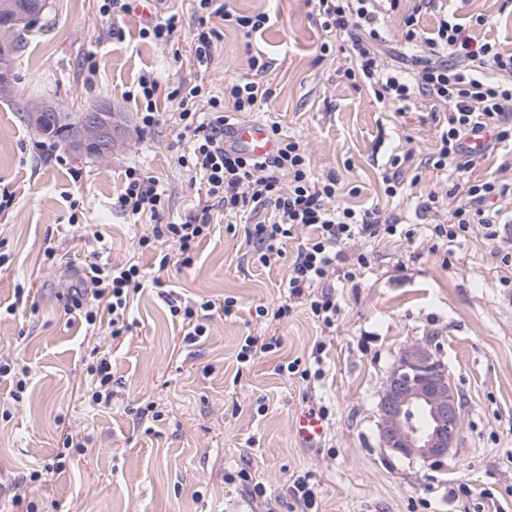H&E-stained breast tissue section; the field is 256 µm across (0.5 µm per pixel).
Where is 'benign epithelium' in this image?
Segmentation results:
<instances>
[{
  "instance_id": "1",
  "label": "benign epithelium",
  "mask_w": 512,
  "mask_h": 512,
  "mask_svg": "<svg viewBox=\"0 0 512 512\" xmlns=\"http://www.w3.org/2000/svg\"><path fill=\"white\" fill-rule=\"evenodd\" d=\"M11 30H0V91L10 86L13 61L3 49ZM123 137L114 121L112 104L101 101L80 113L68 147L79 154L108 155ZM462 401L445 364L432 348L416 343L403 348L380 392L377 404L378 437L392 455L438 461L456 450L461 429ZM429 419L423 429L417 413Z\"/></svg>"
}]
</instances>
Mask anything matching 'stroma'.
I'll return each instance as SVG.
<instances>
[{"mask_svg":"<svg viewBox=\"0 0 512 512\" xmlns=\"http://www.w3.org/2000/svg\"><path fill=\"white\" fill-rule=\"evenodd\" d=\"M142 2L131 0L132 11L108 19L97 0H49L14 63L9 91L0 93V190L13 195L0 212V250L9 256L0 270V355L30 373L19 402L0 380V512H26L30 501L37 512H226L236 501L253 512H299L288 487L304 473L317 487V512H512V265L503 262L512 253V199L497 203L501 227L493 240L478 226L461 242H436L431 229L450 214L421 209L439 188H456L461 199L472 180H512V149H487L462 172L418 173L437 149L439 113L423 100L384 107L367 87H352L342 75L347 53L321 28L309 0H233L237 12L265 13L270 22L248 36L212 17L223 38L204 72L191 44L192 0H153L152 15L182 17L167 48L141 39ZM456 8L478 41L512 51V0H458ZM479 15L486 25H475ZM256 54L271 63L263 76L271 94L238 121L279 122L300 140L316 177L335 174L339 204L379 207L413 231L408 239L347 247L366 262L351 279L346 266L330 270L326 283L339 305L330 327L308 303L288 298L295 242L280 262L254 263L247 212L213 213L194 266L160 271L154 254L136 245L151 233V220L117 206L124 172L136 165L166 188L171 218L197 212L205 195L178 163V108L168 94L199 77L212 95H223L226 78L250 76ZM149 70L160 76L161 120L146 129L136 89ZM103 99L126 129L111 156H78L60 144L49 156L37 151L43 137L27 120L35 104L78 112ZM394 159L404 181L389 197L382 172ZM73 214L78 223H70ZM90 231L104 239L101 261L146 267L182 297H236L234 315L214 314L205 336L184 343L180 323L148 282L129 309L128 336L116 342L87 331L66 304L91 258ZM19 286L29 289L27 299H16ZM286 301L288 317L273 319ZM260 305L268 316H257ZM247 336H276L281 347L242 368L236 354ZM320 341V380L280 372L287 361L308 365ZM414 342L432 344L463 402L457 450L433 463L391 455L377 432L378 394L400 349ZM96 351L112 361L114 398L105 408L86 397V363ZM150 404L159 418H141ZM310 408L325 413L318 448L303 447L292 431L295 416ZM70 432L85 449L52 469ZM247 465L264 484V499L226 482ZM35 471L41 479L33 483Z\"/></svg>","mask_w":512,"mask_h":512,"instance_id":"stroma-1","label":"stroma"}]
</instances>
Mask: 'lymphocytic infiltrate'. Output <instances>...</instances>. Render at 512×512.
<instances>
[{
	"instance_id": "f902f5d3",
	"label": "lymphocytic infiltrate",
	"mask_w": 512,
	"mask_h": 512,
	"mask_svg": "<svg viewBox=\"0 0 512 512\" xmlns=\"http://www.w3.org/2000/svg\"><path fill=\"white\" fill-rule=\"evenodd\" d=\"M377 2L316 0L321 27L336 33L350 49L345 79L356 87H370L380 103L404 109L421 98L431 103L433 111L443 113L438 148L428 160L434 169H468L471 161L466 140L482 129L488 132L490 145L511 144L512 52L491 42L474 41L443 0H416L405 13L399 10L400 0H386V11L396 16L404 44L413 48L405 66H388L384 62L388 29ZM194 8L198 15L192 36L195 60L204 68L222 38L219 30L209 26L211 16H221L249 35L263 31L270 21L263 13L244 15L233 10L229 0H194ZM425 13L436 18L434 27L427 31L419 26ZM249 66L254 77L229 79L223 96L206 95L200 81L178 82L169 93L179 108L180 137L189 144L178 162L204 182L209 206L184 221L164 222L168 206L164 190L155 178L134 166L126 170L118 206L129 217L154 218L152 233L140 236L137 245L151 251L156 242L168 243V251L159 253L162 268L172 263L182 268L194 264L196 249L211 229L212 208L234 211L251 207L256 222L247 236L257 262L265 267L279 262L287 241L297 239L296 253L288 266V294L297 298L308 289H317L310 310L317 321L330 326L338 306L324 285L330 269L345 261V246L396 236L400 221L376 208L356 210L336 204L335 175L315 178L300 141L279 123L270 126L277 143L271 155L254 157L225 146L224 128L231 113L259 111L270 95L261 80L269 61L258 54L251 57ZM203 100L210 109L206 115L198 110ZM511 195L512 182L490 179L470 184L463 202L451 207L449 222L434 225L435 236L454 242L466 238L478 224L488 238H496L498 212L493 199ZM83 276L84 287L69 296L70 310L79 312L89 330L108 329L116 340L126 336L131 329L126 320L130 297L141 288L145 271L136 264L95 260L86 265ZM164 298L171 316L182 324L185 342L191 344L205 336L215 311L229 316L237 307L231 296L220 305L209 299L184 300L170 290Z\"/></svg>"
}]
</instances>
